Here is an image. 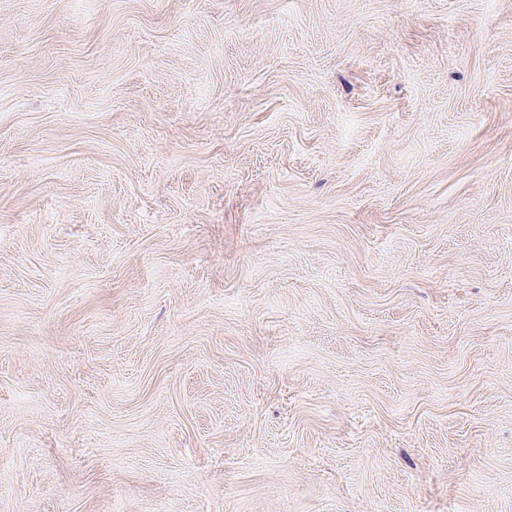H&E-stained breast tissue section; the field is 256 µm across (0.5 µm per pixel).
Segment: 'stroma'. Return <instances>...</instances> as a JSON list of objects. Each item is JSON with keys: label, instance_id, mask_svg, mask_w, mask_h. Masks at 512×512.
<instances>
[{"label": "stroma", "instance_id": "obj_1", "mask_svg": "<svg viewBox=\"0 0 512 512\" xmlns=\"http://www.w3.org/2000/svg\"><path fill=\"white\" fill-rule=\"evenodd\" d=\"M0 512H512V0H0Z\"/></svg>", "mask_w": 512, "mask_h": 512}]
</instances>
